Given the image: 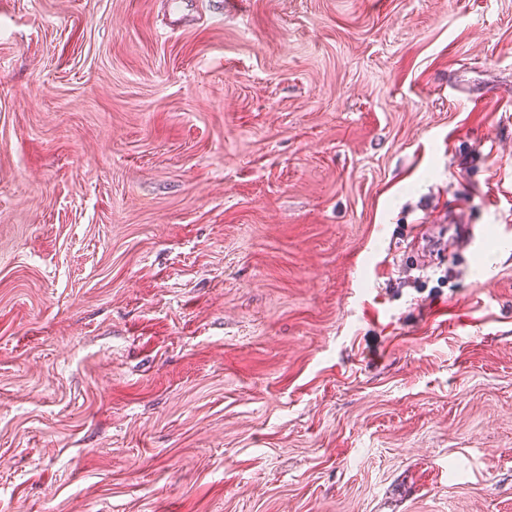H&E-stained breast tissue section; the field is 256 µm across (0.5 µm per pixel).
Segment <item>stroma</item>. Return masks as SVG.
Segmentation results:
<instances>
[{
    "label": "stroma",
    "mask_w": 512,
    "mask_h": 512,
    "mask_svg": "<svg viewBox=\"0 0 512 512\" xmlns=\"http://www.w3.org/2000/svg\"><path fill=\"white\" fill-rule=\"evenodd\" d=\"M0 512H512V0H0Z\"/></svg>",
    "instance_id": "1"
}]
</instances>
